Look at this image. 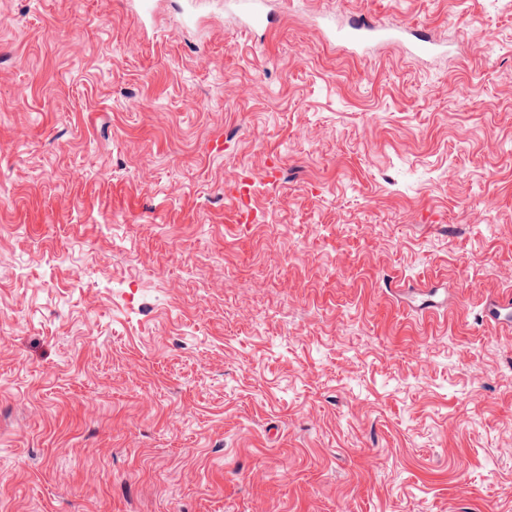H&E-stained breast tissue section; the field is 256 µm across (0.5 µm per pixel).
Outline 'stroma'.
Listing matches in <instances>:
<instances>
[{
  "instance_id": "1",
  "label": "stroma",
  "mask_w": 512,
  "mask_h": 512,
  "mask_svg": "<svg viewBox=\"0 0 512 512\" xmlns=\"http://www.w3.org/2000/svg\"><path fill=\"white\" fill-rule=\"evenodd\" d=\"M256 9L0 0V512H512V0ZM388 37L376 23L375 20H372L367 17H354L351 22V33L349 35V39L352 41H363L366 39H370L373 37Z\"/></svg>"
}]
</instances>
